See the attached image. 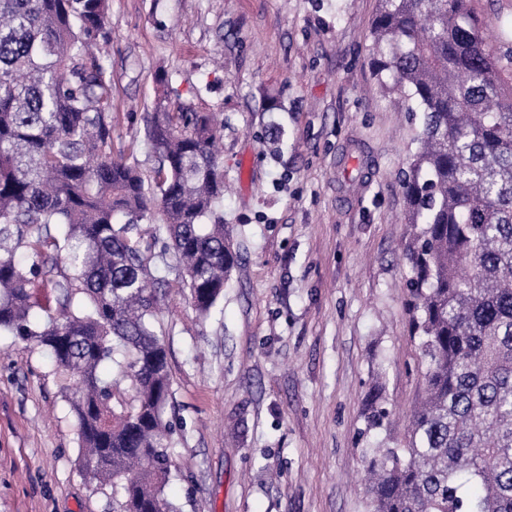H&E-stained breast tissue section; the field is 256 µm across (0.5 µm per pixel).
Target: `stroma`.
<instances>
[{"label": "stroma", "mask_w": 512, "mask_h": 512, "mask_svg": "<svg viewBox=\"0 0 512 512\" xmlns=\"http://www.w3.org/2000/svg\"><path fill=\"white\" fill-rule=\"evenodd\" d=\"M108 5L114 151L152 178L162 73L171 106L224 121V297L202 319L173 279L157 288L166 496L177 512H369L362 451L404 447L422 395L401 183L420 122L373 77L377 0ZM376 387L390 416L370 430ZM73 400L44 348L0 334V512H112Z\"/></svg>", "instance_id": "35a3bbf8"}]
</instances>
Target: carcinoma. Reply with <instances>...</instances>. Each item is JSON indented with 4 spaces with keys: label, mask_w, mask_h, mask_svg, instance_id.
I'll return each mask as SVG.
<instances>
[{
    "label": "carcinoma",
    "mask_w": 512,
    "mask_h": 512,
    "mask_svg": "<svg viewBox=\"0 0 512 512\" xmlns=\"http://www.w3.org/2000/svg\"><path fill=\"white\" fill-rule=\"evenodd\" d=\"M377 2L372 73L421 119L402 184L425 393L406 448L363 449L367 493L373 512H512V45L487 41L472 0ZM107 16L108 0H0V332L78 381L79 449L89 480L119 495L113 512H174L155 272L175 274L202 316L224 295L237 252L221 126L171 111L162 77L154 184L114 154L96 52ZM157 200L155 253L134 232ZM38 288L56 289L58 307ZM382 403L378 390L366 400L367 428Z\"/></svg>",
    "instance_id": "cac0c4a2"
}]
</instances>
